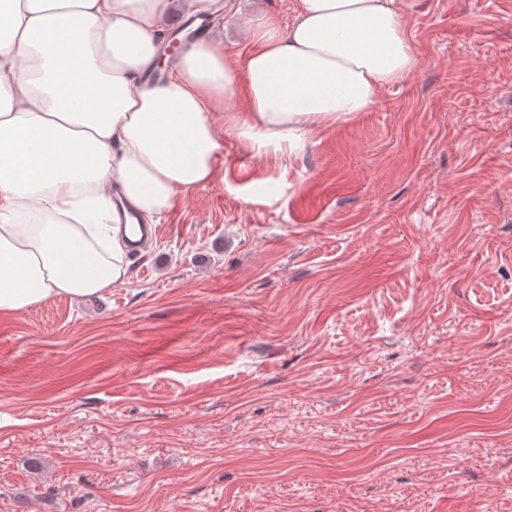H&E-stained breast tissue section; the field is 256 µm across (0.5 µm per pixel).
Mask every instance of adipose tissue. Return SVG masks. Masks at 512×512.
Returning a JSON list of instances; mask_svg holds the SVG:
<instances>
[{"mask_svg": "<svg viewBox=\"0 0 512 512\" xmlns=\"http://www.w3.org/2000/svg\"><path fill=\"white\" fill-rule=\"evenodd\" d=\"M177 10L217 5L0 0L1 313L124 283V219L158 223L210 183L225 138L298 154L418 62L396 0H297L290 26L253 25L243 55L224 53L217 30L151 80Z\"/></svg>", "mask_w": 512, "mask_h": 512, "instance_id": "obj_1", "label": "adipose tissue"}]
</instances>
